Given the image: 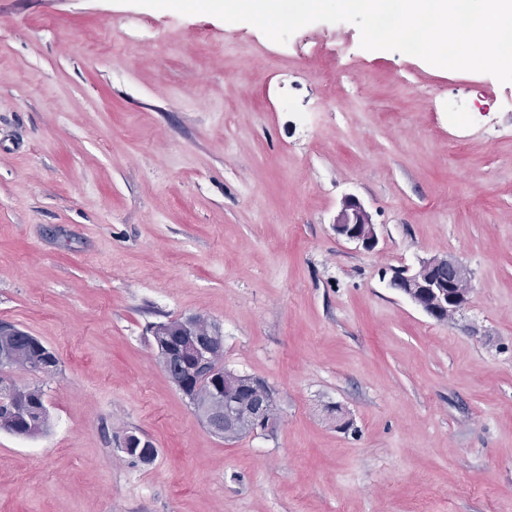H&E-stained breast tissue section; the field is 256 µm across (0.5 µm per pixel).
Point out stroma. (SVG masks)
I'll use <instances>...</instances> for the list:
<instances>
[{
	"mask_svg": "<svg viewBox=\"0 0 512 512\" xmlns=\"http://www.w3.org/2000/svg\"><path fill=\"white\" fill-rule=\"evenodd\" d=\"M444 256L439 322L388 281ZM189 315L275 428L216 437L169 382L151 329ZM0 322L58 359L0 368L49 418L0 430V512H512V83L349 22L0 0ZM333 228L338 236L356 242L365 249H373L378 242L370 214L353 195L342 199Z\"/></svg>",
	"mask_w": 512,
	"mask_h": 512,
	"instance_id": "35a3bbf8",
	"label": "stroma"
}]
</instances>
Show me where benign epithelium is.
Masks as SVG:
<instances>
[{
    "mask_svg": "<svg viewBox=\"0 0 512 512\" xmlns=\"http://www.w3.org/2000/svg\"><path fill=\"white\" fill-rule=\"evenodd\" d=\"M333 228L337 235L365 249L374 248L378 242L370 214L353 195L342 199ZM468 282V273L458 262L434 257L394 269L389 287L435 319L448 308H462L465 295L460 289L468 287ZM201 322V317L192 315L154 326V343L166 376L191 400L203 425L219 437L238 430L253 433L276 426L274 390L250 376L229 378L218 358L223 343L221 330L212 322L203 328ZM13 335V328L0 324V366L14 359L10 343ZM196 378L212 381L209 395L202 400L195 399L192 382ZM151 447L150 441L133 435L122 451L148 460L153 456Z\"/></svg>",
    "mask_w": 512,
    "mask_h": 512,
    "instance_id": "1",
    "label": "benign epithelium"
}]
</instances>
